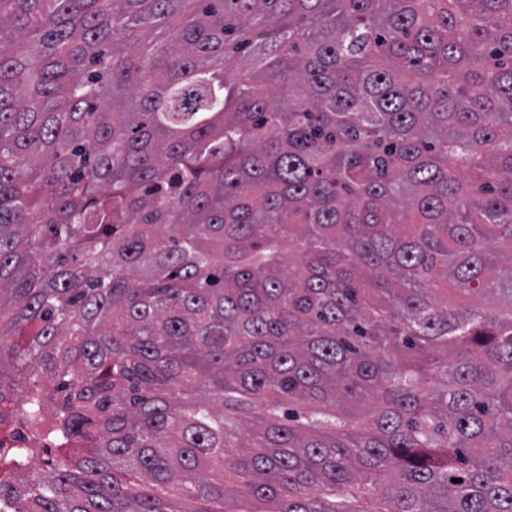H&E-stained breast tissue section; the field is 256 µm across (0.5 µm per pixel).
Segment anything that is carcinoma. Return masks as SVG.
<instances>
[{
  "mask_svg": "<svg viewBox=\"0 0 512 512\" xmlns=\"http://www.w3.org/2000/svg\"><path fill=\"white\" fill-rule=\"evenodd\" d=\"M0 396V512H512V0H0ZM4 409V403L0 404V454L10 448H24L26 439L25 431L11 424Z\"/></svg>",
  "mask_w": 512,
  "mask_h": 512,
  "instance_id": "obj_1",
  "label": "carcinoma"
}]
</instances>
